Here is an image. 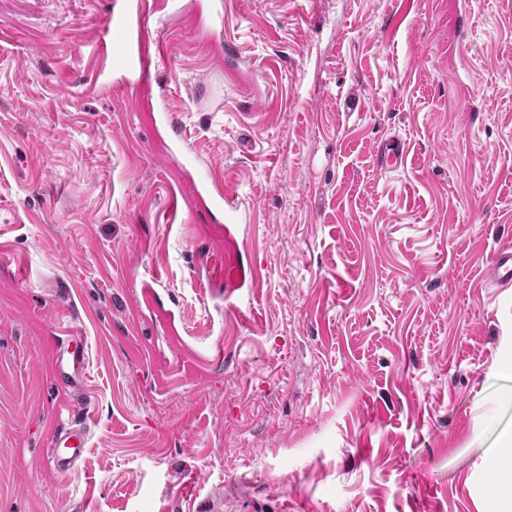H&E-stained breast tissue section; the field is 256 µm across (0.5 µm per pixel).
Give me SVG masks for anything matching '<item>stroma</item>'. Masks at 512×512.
Masks as SVG:
<instances>
[{
  "label": "stroma",
  "instance_id": "obj_1",
  "mask_svg": "<svg viewBox=\"0 0 512 512\" xmlns=\"http://www.w3.org/2000/svg\"><path fill=\"white\" fill-rule=\"evenodd\" d=\"M149 3L163 90L95 82L107 0H0V512H502L512 0ZM206 173L259 265L215 316L198 265L224 240L168 211ZM70 336L78 397L51 372ZM217 341L220 366L181 354ZM75 417L89 446L59 472ZM155 122H158L161 126L167 127L171 130L174 135L173 147L174 149L186 155L189 152L188 146L182 136L181 127L178 122L177 115L165 107L161 112L158 113ZM489 277L505 284L512 281V246L510 244L502 245L496 250L489 268ZM87 364V348L81 336H70L66 344L55 346L52 372L68 392L74 393L82 386ZM65 429L56 431L51 438L49 458L59 471L73 469L84 456L89 442V429L84 420L74 419Z\"/></svg>",
  "mask_w": 512,
  "mask_h": 512
}]
</instances>
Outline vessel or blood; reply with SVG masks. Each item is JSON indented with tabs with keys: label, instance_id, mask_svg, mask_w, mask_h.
<instances>
[{
	"label": "vessel or blood",
	"instance_id": "obj_1",
	"mask_svg": "<svg viewBox=\"0 0 512 512\" xmlns=\"http://www.w3.org/2000/svg\"><path fill=\"white\" fill-rule=\"evenodd\" d=\"M150 12L148 0H110L106 18L100 26L94 46L102 65L98 79L120 83H159L169 57L168 49L160 42L151 41L143 24ZM161 126L174 135L173 147L179 153H187L188 146L182 136L175 113L162 110L157 115ZM195 196L207 198L212 211L235 213L234 192L213 177L202 178L193 188ZM209 287L235 288L245 280H256L258 270L253 264L244 263L236 248L232 225L224 227V259L207 261L205 266ZM490 279L512 282V246L499 247L489 269ZM88 364L86 345L79 336L55 346L52 372L58 383L68 392L77 391L83 382ZM89 442V429L84 420H73L65 429L56 431L51 438L50 462L60 471L73 469L85 453Z\"/></svg>",
	"mask_w": 512,
	"mask_h": 512
}]
</instances>
